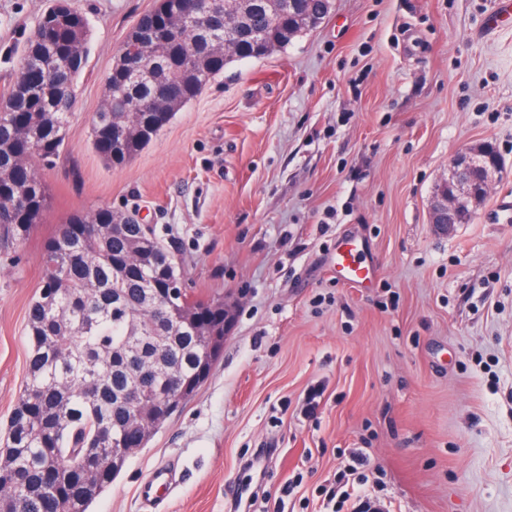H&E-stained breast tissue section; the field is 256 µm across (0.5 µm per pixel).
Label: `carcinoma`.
<instances>
[{
    "label": "carcinoma",
    "mask_w": 512,
    "mask_h": 512,
    "mask_svg": "<svg viewBox=\"0 0 512 512\" xmlns=\"http://www.w3.org/2000/svg\"><path fill=\"white\" fill-rule=\"evenodd\" d=\"M232 26L224 51H215L210 19L200 10L192 22L174 23L167 0L150 15L162 21L146 44L125 39L112 65L117 109L156 85L177 84L190 102L224 68L262 59L317 28L332 0H227ZM46 26L23 45L15 82L0 94V243L24 242L50 204L36 164L50 166L66 143L75 93L42 94L12 106L15 87L43 89L67 73L74 53L87 46L79 36L48 37ZM153 58L148 72L131 59ZM112 208L70 214L44 245V277L27 311L26 384L0 440V499L12 512H88L112 485L129 451H115L129 419L145 417L134 446L144 448L171 416L208 380L224 350V298L196 297L187 288L171 294L166 265L175 259L147 224H125L114 234ZM142 245L160 262L140 260ZM141 389L132 405L127 391ZM96 449L93 482L81 462ZM58 458L53 470L47 460Z\"/></svg>",
    "instance_id": "carcinoma-1"
}]
</instances>
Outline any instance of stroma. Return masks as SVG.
Segmentation results:
<instances>
[{"instance_id":"obj_1","label":"stroma","mask_w":512,"mask_h":512,"mask_svg":"<svg viewBox=\"0 0 512 512\" xmlns=\"http://www.w3.org/2000/svg\"><path fill=\"white\" fill-rule=\"evenodd\" d=\"M492 0H333L312 32L225 68L122 165L92 118L131 28L156 0H71L88 21L66 146L42 169L50 207L0 247V431L26 379L41 255L70 213L141 214L187 288L237 304L224 355L89 512H142L139 483L177 463L157 512H225L246 450L280 453L250 512L286 485L288 512H325L322 486L369 454L380 512H512V24ZM49 0H0V92ZM487 141L503 174L451 235L428 208L453 157ZM354 240L377 276L331 270ZM320 387V412L302 403Z\"/></svg>"}]
</instances>
